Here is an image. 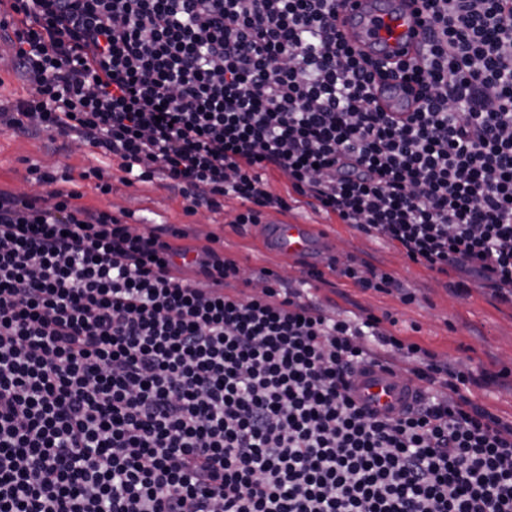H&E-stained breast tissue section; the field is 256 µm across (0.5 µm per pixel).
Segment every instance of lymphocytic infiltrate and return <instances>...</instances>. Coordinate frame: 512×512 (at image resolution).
I'll use <instances>...</instances> for the list:
<instances>
[{"mask_svg": "<svg viewBox=\"0 0 512 512\" xmlns=\"http://www.w3.org/2000/svg\"><path fill=\"white\" fill-rule=\"evenodd\" d=\"M341 0H6L30 85L10 128L77 134L187 212L288 210L263 170L414 264L512 303V0H423L411 112ZM0 189V512H512V421L469 370L330 312L185 230L139 232L60 177ZM382 361L394 417L349 393ZM376 95L382 106L391 112H401L406 108L407 99L400 93L396 80H389L387 85L378 86ZM354 397L380 416H395L414 401L420 386L381 364L364 365L351 378Z\"/></svg>", "mask_w": 512, "mask_h": 512, "instance_id": "f902f5d3", "label": "lymphocytic infiltrate"}]
</instances>
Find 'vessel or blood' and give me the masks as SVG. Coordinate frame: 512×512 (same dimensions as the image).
I'll use <instances>...</instances> for the list:
<instances>
[{"label": "vessel or blood", "instance_id": "obj_1", "mask_svg": "<svg viewBox=\"0 0 512 512\" xmlns=\"http://www.w3.org/2000/svg\"><path fill=\"white\" fill-rule=\"evenodd\" d=\"M339 24L352 46L391 69L417 60L425 46L426 21L415 0H346ZM376 95L389 111L399 112L406 106L397 81L377 87ZM263 238L274 253L309 264L322 249L305 224L275 221L264 225ZM419 390L417 383L381 364L365 365L351 379L354 397L382 416L402 412Z\"/></svg>", "mask_w": 512, "mask_h": 512}]
</instances>
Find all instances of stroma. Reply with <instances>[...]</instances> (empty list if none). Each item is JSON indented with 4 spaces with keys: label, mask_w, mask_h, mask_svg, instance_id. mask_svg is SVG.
I'll return each instance as SVG.
<instances>
[{
    "label": "stroma",
    "mask_w": 512,
    "mask_h": 512,
    "mask_svg": "<svg viewBox=\"0 0 512 512\" xmlns=\"http://www.w3.org/2000/svg\"><path fill=\"white\" fill-rule=\"evenodd\" d=\"M11 29L0 30V188L19 194L43 193L34 171L66 174L70 187L81 195V204L113 214H128L130 224L151 228L172 224L186 229L187 244L201 245L215 237L227 257L234 259L245 277L266 269L281 276L284 283L298 287L302 271L294 263L268 251L258 241L255 226L236 223L239 200L228 197L223 208H206L187 213L186 201L163 176L147 183L123 182L120 170L112 172V191L102 194L94 180L82 174L93 167H107L108 161L77 136L61 137L45 132L22 135L7 125V112L18 100L27 98L29 87L15 72L9 51ZM284 216L289 222L328 227L331 247L322 259L323 281L313 283L311 292L329 309L351 316L363 312L378 318L396 319L400 336L419 342L439 359L467 364L473 375L468 395L476 403L491 407L503 417H512V381L498 373L512 368V305L500 301L491 291L471 288L462 293L456 277L444 276L408 261L395 246L366 235L355 227L339 223L336 216L299 202L284 213L267 211V218ZM356 261L364 269L386 272L414 295L403 303L397 294L364 291L336 275L331 264Z\"/></svg>",
    "instance_id": "35a3bbf8"
}]
</instances>
